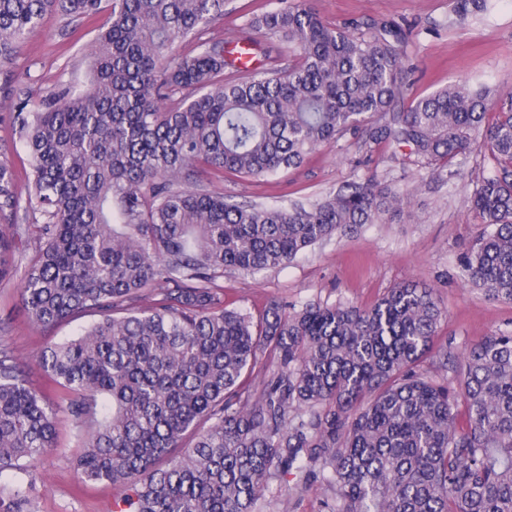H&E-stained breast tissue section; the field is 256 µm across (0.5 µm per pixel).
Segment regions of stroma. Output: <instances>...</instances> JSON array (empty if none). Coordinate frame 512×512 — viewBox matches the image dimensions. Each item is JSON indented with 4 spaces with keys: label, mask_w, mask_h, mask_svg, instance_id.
<instances>
[{
    "label": "stroma",
    "mask_w": 512,
    "mask_h": 512,
    "mask_svg": "<svg viewBox=\"0 0 512 512\" xmlns=\"http://www.w3.org/2000/svg\"><path fill=\"white\" fill-rule=\"evenodd\" d=\"M276 0H229L213 32L232 40L253 14L274 7ZM319 17L332 24L360 18L394 20L415 26L418 35L407 46L417 65L398 101L406 107L442 87L465 83L512 91V0H490L487 10L470 15L465 26L452 24L454 0H311ZM94 26L69 25L61 15L44 18L0 66V113L12 87L40 98L60 81L88 80L87 49ZM352 136L309 154L300 167L269 177L246 180L225 175L224 194L236 201L285 204L307 201L339 190L347 182L376 173L380 180L408 185L413 216L385 217L346 235H335L299 255L283 268L258 272H225L227 307L261 313L270 300L299 307L309 301L368 307L387 289L403 282L433 287L444 310L433 347L420 368L432 377H455L457 356L464 348L500 330H512V302L493 300L469 287L460 275V261L481 231L480 216L466 203L467 177L481 172L482 156L471 155L460 176L420 179L405 156L392 147L373 146L368 165H359ZM18 279L0 282V321L8 328L0 341L31 367L38 389H47L44 374L34 368L35 355L46 345L77 337L97 321L88 312L50 328L29 323L19 302ZM78 429L67 413L56 421V446L34 461L44 476L37 487L36 512H112L115 490L104 483L78 482L72 455ZM328 490L312 484L295 492L280 480L265 491L263 512H325Z\"/></svg>",
    "instance_id": "stroma-1"
}]
</instances>
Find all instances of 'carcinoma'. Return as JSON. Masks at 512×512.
Returning a JSON list of instances; mask_svg holds the SVG:
<instances>
[{
    "instance_id": "1",
    "label": "carcinoma",
    "mask_w": 512,
    "mask_h": 512,
    "mask_svg": "<svg viewBox=\"0 0 512 512\" xmlns=\"http://www.w3.org/2000/svg\"><path fill=\"white\" fill-rule=\"evenodd\" d=\"M50 13L106 20L88 82L38 101L12 90L29 172L24 194L0 161V280L20 275L35 326L100 319L37 357L63 407L0 343V474H23L0 484V512H36L31 462L55 447L62 410L81 432L78 481L117 488L114 512H259L268 481L288 476L328 488L329 512H512L511 331L467 347L450 386L419 371L443 314L430 287L399 284L369 307L272 301L257 320L224 308L225 271L285 266L404 213L409 195L370 176L308 206H258L211 180L296 168L346 134L433 178L479 152L494 167L467 196L485 227L461 273L511 302L512 92L451 84L398 111L410 30L332 25L310 0L244 25L277 42V68L241 70L208 36L224 0H0V59ZM23 224L34 246L20 271ZM265 350L277 365L254 396Z\"/></svg>"
}]
</instances>
